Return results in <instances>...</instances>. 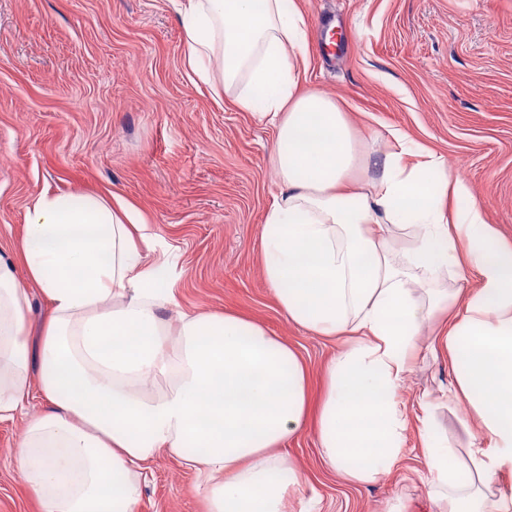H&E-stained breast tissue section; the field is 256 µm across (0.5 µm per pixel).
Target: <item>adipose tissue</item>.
<instances>
[{
	"label": "adipose tissue",
	"instance_id": "obj_1",
	"mask_svg": "<svg viewBox=\"0 0 512 512\" xmlns=\"http://www.w3.org/2000/svg\"><path fill=\"white\" fill-rule=\"evenodd\" d=\"M306 18L284 0H185L187 64L277 130L284 186L261 228L263 274L281 310L318 336L345 337L312 408L297 351L238 314L180 308L168 252L143 215L90 194L40 193L23 236L0 255V420L33 390L15 467L40 512H137L147 463L167 452L194 470L205 512H286L297 485L287 439L317 426L329 463L353 483L388 472L404 451L399 391L425 316L445 315L432 355H447L478 419V476L512 473V242L444 160L400 130L361 152L347 113L298 91ZM409 241L396 250L394 241ZM473 272L476 288L440 275ZM48 302L31 348L30 290ZM417 406L436 512H512V491L459 481L453 448Z\"/></svg>",
	"mask_w": 512,
	"mask_h": 512
}]
</instances>
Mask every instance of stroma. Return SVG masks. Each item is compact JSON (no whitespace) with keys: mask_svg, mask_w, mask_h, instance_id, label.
<instances>
[{"mask_svg":"<svg viewBox=\"0 0 512 512\" xmlns=\"http://www.w3.org/2000/svg\"><path fill=\"white\" fill-rule=\"evenodd\" d=\"M307 21L302 89L335 99L361 137L398 129L461 160L486 218L512 241V0H294ZM337 23L338 43L324 48ZM173 0H0V253L14 250L39 192L117 196L176 255L183 311H229L294 345L320 400L340 340L288 319L263 278L260 234L283 185L275 132L234 95L192 82ZM421 328L401 391L404 452L376 482L350 485L324 462L314 426L286 445L314 512H432L415 400L467 462L475 420L443 397L447 357ZM0 421V512H38L13 465L26 416ZM195 472L167 453L145 472L139 512H202Z\"/></svg>","mask_w":512,"mask_h":512,"instance_id":"1","label":"stroma"}]
</instances>
